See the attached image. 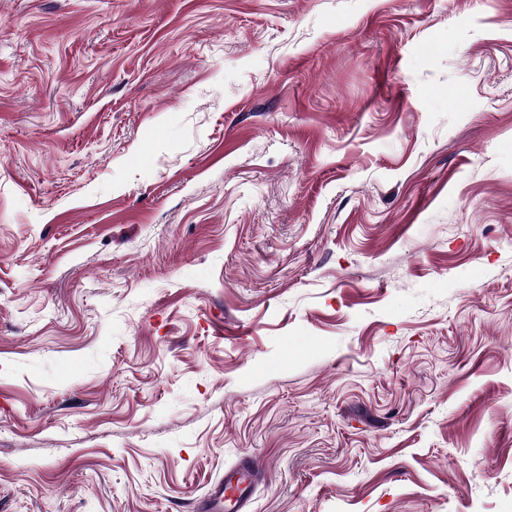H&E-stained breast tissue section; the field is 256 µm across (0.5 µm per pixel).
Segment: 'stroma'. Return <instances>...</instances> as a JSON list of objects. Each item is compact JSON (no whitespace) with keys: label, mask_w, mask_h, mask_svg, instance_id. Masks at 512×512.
I'll use <instances>...</instances> for the list:
<instances>
[{"label":"stroma","mask_w":512,"mask_h":512,"mask_svg":"<svg viewBox=\"0 0 512 512\" xmlns=\"http://www.w3.org/2000/svg\"><path fill=\"white\" fill-rule=\"evenodd\" d=\"M512 512V0H0V512ZM259 469L254 461L241 459L211 482L201 501V512H250L252 488Z\"/></svg>","instance_id":"35a3bbf8"}]
</instances>
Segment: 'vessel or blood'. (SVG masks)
Segmentation results:
<instances>
[{"label": "vessel or blood", "mask_w": 512, "mask_h": 512, "mask_svg": "<svg viewBox=\"0 0 512 512\" xmlns=\"http://www.w3.org/2000/svg\"><path fill=\"white\" fill-rule=\"evenodd\" d=\"M258 473L256 464L249 459L225 470L223 478L209 484L201 501L202 512H249Z\"/></svg>", "instance_id": "1"}]
</instances>
